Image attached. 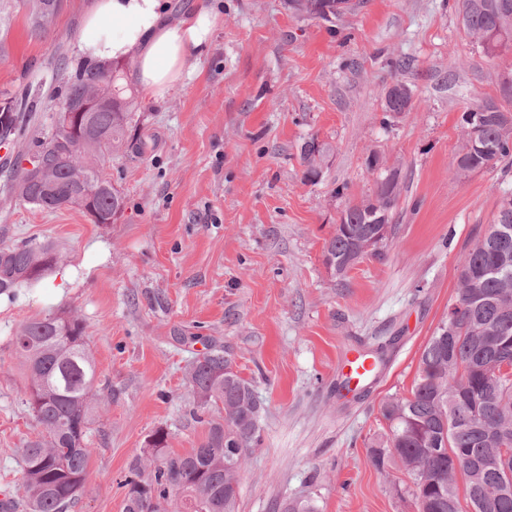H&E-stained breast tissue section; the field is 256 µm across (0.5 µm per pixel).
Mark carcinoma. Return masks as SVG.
<instances>
[{"mask_svg": "<svg viewBox=\"0 0 512 512\" xmlns=\"http://www.w3.org/2000/svg\"><path fill=\"white\" fill-rule=\"evenodd\" d=\"M34 31L44 29L60 9L59 0H28ZM329 0H292V8L325 21ZM464 31L496 56L512 43V0H460ZM106 77L103 65L84 63L64 80L55 116L39 139L15 159L9 190L28 204L55 210L78 207L95 224H104L124 209L112 185L106 158L141 156L146 142L137 133L139 104L123 82V64L112 63V104L84 114L91 130H75L73 106L84 101ZM501 102L486 99L462 115V128L479 127L476 138L463 135L452 160L457 176L487 169L512 158V81L503 82ZM41 85L26 86L17 110L0 117V133L22 137V124L42 105ZM329 154L309 138L301 147L304 179L315 183ZM376 174L374 199L349 203L336 231L326 242L324 263L338 276L380 245L365 247L367 233L391 231L390 220L401 195L396 167ZM32 158L33 168L22 165ZM512 212L497 211L491 229L478 238L462 262L454 320H444L426 343L417 376L407 397L382 403L388 430L369 450L379 470L395 467L409 480L416 512H512V467L493 465L499 449H512ZM61 255L51 241L0 247V295L43 282L58 267ZM28 380L26 403L39 426L37 435L19 449L21 503L25 512H67L85 484L91 455L88 444L93 404L99 401L96 368L86 325L75 315L49 314L23 323L11 339ZM467 388H462L460 365ZM189 384L197 398L193 410L205 435L191 452L167 451L168 434L158 430L148 441L151 453L129 464L124 512H238L239 496L224 491L239 486L247 456L258 442L260 406L246 380L232 368L221 349H210L190 364ZM468 459L458 469L452 458ZM464 496H459L458 480Z\"/></svg>", "mask_w": 512, "mask_h": 512, "instance_id": "obj_1", "label": "carcinoma"}]
</instances>
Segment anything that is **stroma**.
I'll return each mask as SVG.
<instances>
[{
	"label": "stroma",
	"instance_id": "35a3bbf8",
	"mask_svg": "<svg viewBox=\"0 0 512 512\" xmlns=\"http://www.w3.org/2000/svg\"><path fill=\"white\" fill-rule=\"evenodd\" d=\"M93 0H63L41 35L22 0H0V99L42 84L23 143L47 131L52 75L83 60L78 31ZM203 6L222 18L192 74L162 98L139 93L142 157L106 167L125 197L111 224L79 208L42 210L9 192L0 155V246L55 242L59 271L0 298V492L20 497L17 450L38 428L10 339L25 321L68 311L87 325L101 403L84 490L70 512H124L131 460L151 435L197 447L187 378L222 349L261 406L260 442L241 472L239 512H413L407 480L376 469L383 400L408 395L421 351L456 300L463 258L489 224L512 167L456 177L468 104L501 99L512 50L488 57L463 31L457 0H359L325 22L288 0H167L172 19ZM411 58L410 70L396 68ZM413 91L386 116L383 90ZM329 158L303 179L310 137ZM399 167L402 193L383 258L343 278L324 264L346 201L372 196L369 152ZM383 352V379L342 386L345 353Z\"/></svg>",
	"mask_w": 512,
	"mask_h": 512
}]
</instances>
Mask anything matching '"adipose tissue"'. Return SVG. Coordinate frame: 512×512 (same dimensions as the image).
<instances>
[{
    "label": "adipose tissue",
    "mask_w": 512,
    "mask_h": 512,
    "mask_svg": "<svg viewBox=\"0 0 512 512\" xmlns=\"http://www.w3.org/2000/svg\"><path fill=\"white\" fill-rule=\"evenodd\" d=\"M218 22L203 8L168 22L164 0H96L83 18L78 49L96 62L131 61L143 91L162 97L189 76Z\"/></svg>",
    "instance_id": "adipose-tissue-1"
}]
</instances>
